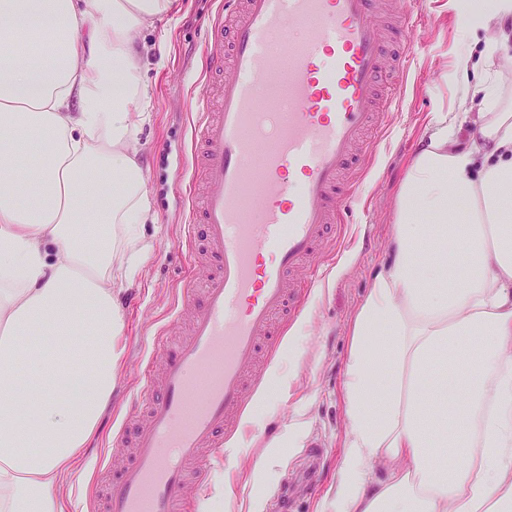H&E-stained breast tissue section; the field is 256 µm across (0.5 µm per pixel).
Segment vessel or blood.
Returning a JSON list of instances; mask_svg holds the SVG:
<instances>
[{
	"mask_svg": "<svg viewBox=\"0 0 512 512\" xmlns=\"http://www.w3.org/2000/svg\"><path fill=\"white\" fill-rule=\"evenodd\" d=\"M402 0H233L208 23V66L224 74L216 103L195 116L192 222L183 245L204 259L182 305L193 306L177 345L159 327L144 365L139 423L118 430L128 460L112 472L96 512H193L187 464L224 455L238 431L250 370L300 312L296 272L333 246L348 175L366 133L393 110L387 68L406 71L407 45L390 49Z\"/></svg>",
	"mask_w": 512,
	"mask_h": 512,
	"instance_id": "1",
	"label": "vessel or blood"
}]
</instances>
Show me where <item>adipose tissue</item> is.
<instances>
[{"label": "adipose tissue", "instance_id": "1", "mask_svg": "<svg viewBox=\"0 0 512 512\" xmlns=\"http://www.w3.org/2000/svg\"><path fill=\"white\" fill-rule=\"evenodd\" d=\"M169 6L0 0V29L35 36L31 52L0 50V512H62L57 488L112 398V283L138 269L155 219L141 34ZM457 23L481 76L448 73L458 103L431 114L401 184L392 257L353 325L350 437L321 512H512V0Z\"/></svg>", "mask_w": 512, "mask_h": 512}]
</instances>
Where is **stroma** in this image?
<instances>
[{
    "instance_id": "stroma-1",
    "label": "stroma",
    "mask_w": 512,
    "mask_h": 512,
    "mask_svg": "<svg viewBox=\"0 0 512 512\" xmlns=\"http://www.w3.org/2000/svg\"><path fill=\"white\" fill-rule=\"evenodd\" d=\"M225 0H173L171 10L147 29V42H163V57L145 69L151 118L139 132L145 187L156 221L144 233L150 244L132 282L121 291L124 325L115 390L79 467L65 477L63 512H92L101 473L120 466L112 449L126 405L138 392L137 374L152 336L172 315L179 281L191 266L180 245L189 221L192 114L206 93L202 54L206 22ZM453 0H418L410 15L415 58L400 80L396 108L371 137L376 154L358 173L353 200L342 209L351 231L333 252L317 257L319 278L302 298V312L288 327L256 376L261 385L248 401L246 436L225 438L223 463L207 465L197 512H268L271 498L304 465L316 470V490L301 496L295 512H320L333 493L350 431L343 383L353 347L351 323L375 275L390 258L396 195L431 113L452 107L457 89L444 79L468 62Z\"/></svg>"
}]
</instances>
